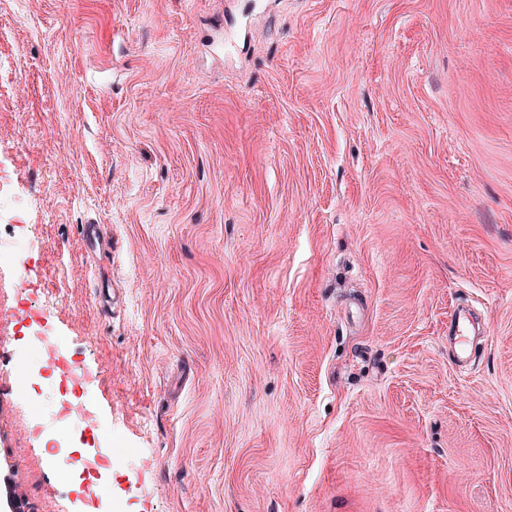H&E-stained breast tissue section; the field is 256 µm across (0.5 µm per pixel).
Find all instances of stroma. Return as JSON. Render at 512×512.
Segmentation results:
<instances>
[{
	"label": "stroma",
	"mask_w": 512,
	"mask_h": 512,
	"mask_svg": "<svg viewBox=\"0 0 512 512\" xmlns=\"http://www.w3.org/2000/svg\"><path fill=\"white\" fill-rule=\"evenodd\" d=\"M0 168V506L43 328L101 512H512V0H0ZM470 326L469 318L459 312L454 320L455 358L459 366H463L471 360L469 345V336H471ZM63 381L66 382V385L64 386L63 391L59 389V415H61V417L66 421H70V418L78 412H82L84 418L87 417V409L83 400V395L77 394V387H81V382L70 381L61 377V382ZM74 417L75 421L78 423L82 420V418L77 415ZM113 466V458L108 452H96L93 456L88 457L83 463V471L86 472V483L80 491L88 502L90 509H93V503L99 498V488L96 482V473L102 470H111ZM82 471V472H83Z\"/></svg>",
	"instance_id": "stroma-1"
}]
</instances>
